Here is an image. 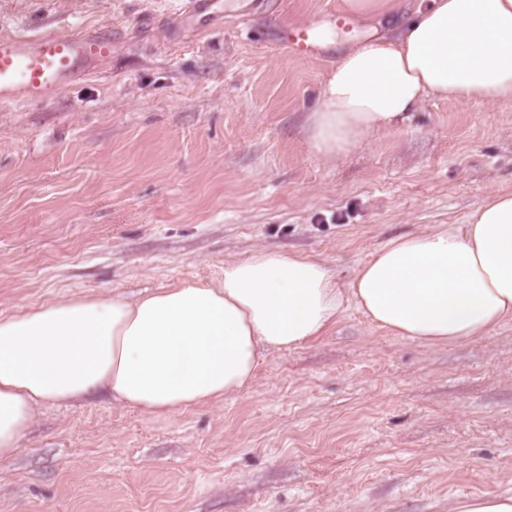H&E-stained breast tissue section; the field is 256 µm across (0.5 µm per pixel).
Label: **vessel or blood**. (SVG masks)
I'll return each mask as SVG.
<instances>
[{
    "label": "vessel or blood",
    "instance_id": "vessel-or-blood-1",
    "mask_svg": "<svg viewBox=\"0 0 512 512\" xmlns=\"http://www.w3.org/2000/svg\"><path fill=\"white\" fill-rule=\"evenodd\" d=\"M0 18V106L37 104L82 82L93 64L110 58L112 41L102 36L9 33Z\"/></svg>",
    "mask_w": 512,
    "mask_h": 512
}]
</instances>
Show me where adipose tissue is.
I'll use <instances>...</instances> for the list:
<instances>
[{
  "instance_id": "ef3b65f1",
  "label": "adipose tissue",
  "mask_w": 512,
  "mask_h": 512,
  "mask_svg": "<svg viewBox=\"0 0 512 512\" xmlns=\"http://www.w3.org/2000/svg\"><path fill=\"white\" fill-rule=\"evenodd\" d=\"M341 8L367 23L405 20L339 54L308 120V145L323 157L403 126L431 97L512 101V0ZM351 303L379 328L430 347L512 321V193H489L467 223L389 240L347 287L323 259L258 248L225 263L219 283L0 312V461L20 452L47 404L104 395L153 418L238 395L267 353L323 336Z\"/></svg>"
}]
</instances>
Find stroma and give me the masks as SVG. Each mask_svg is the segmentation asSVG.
Instances as JSON below:
<instances>
[{"instance_id":"35a3bbf8","label":"stroma","mask_w":512,"mask_h":512,"mask_svg":"<svg viewBox=\"0 0 512 512\" xmlns=\"http://www.w3.org/2000/svg\"><path fill=\"white\" fill-rule=\"evenodd\" d=\"M198 28L184 0H0L27 34H112V57L0 106V311L224 277L257 248L349 284L390 239L512 192V103L427 99L336 160L305 119L341 48L340 0H259ZM327 33L311 56L285 32ZM512 495V322L431 348L348 308L252 388L171 418L104 396L41 409L0 462V512H451ZM451 512H512V495L464 496L455 500Z\"/></svg>"}]
</instances>
